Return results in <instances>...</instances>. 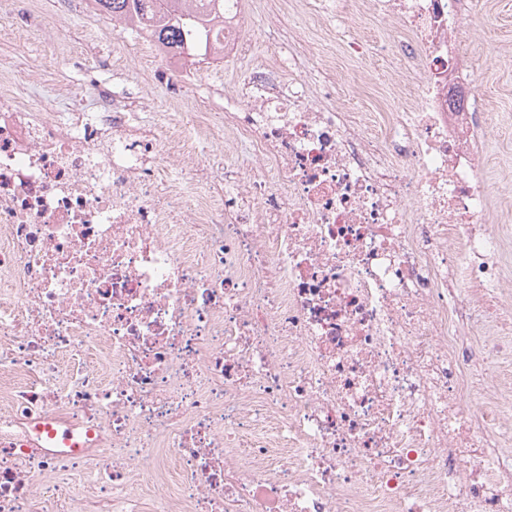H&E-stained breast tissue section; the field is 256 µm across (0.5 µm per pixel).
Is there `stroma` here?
Listing matches in <instances>:
<instances>
[{
    "label": "stroma",
    "mask_w": 512,
    "mask_h": 512,
    "mask_svg": "<svg viewBox=\"0 0 512 512\" xmlns=\"http://www.w3.org/2000/svg\"><path fill=\"white\" fill-rule=\"evenodd\" d=\"M38 2V29L0 27V62L11 69L20 91H37L47 112L65 111L73 93L85 106H92L95 87L101 83L139 98L151 112H194L202 101L209 111L220 112L225 91L241 86L252 69L291 44L301 52L303 75L315 84L323 71L319 50L334 44L340 97L355 112L386 111L388 93L382 78L399 74L392 56L381 50L383 44L403 40V33L394 27L365 16L347 20L351 34L367 48L365 57L355 60L336 46L335 34L302 24L307 0H243L245 14L255 21L248 32L249 52L222 61L194 62V76L174 104L171 84L155 79L135 52L114 63L103 61L100 50L111 47L121 35L107 16L96 11L92 0ZM462 40L468 49V68L494 126L486 160L492 186L489 221L508 229L498 262L504 278L502 299L512 304V0H473Z\"/></svg>",
    "instance_id": "35a3bbf8"
}]
</instances>
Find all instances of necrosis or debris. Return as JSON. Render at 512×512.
Masks as SVG:
<instances>
[{
	"mask_svg": "<svg viewBox=\"0 0 512 512\" xmlns=\"http://www.w3.org/2000/svg\"><path fill=\"white\" fill-rule=\"evenodd\" d=\"M471 5L310 0L404 33L377 130L293 48L218 117L43 112L0 65V512H512ZM228 134L249 167L204 163Z\"/></svg>",
	"mask_w": 512,
	"mask_h": 512,
	"instance_id": "obj_1",
	"label": "necrosis or debris"
}]
</instances>
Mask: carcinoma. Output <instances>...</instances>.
Here are the masks:
<instances>
[{
  "mask_svg": "<svg viewBox=\"0 0 512 512\" xmlns=\"http://www.w3.org/2000/svg\"><path fill=\"white\" fill-rule=\"evenodd\" d=\"M98 11L147 26L151 41L178 57H208L214 25L224 16V0H93Z\"/></svg>",
  "mask_w": 512,
  "mask_h": 512,
  "instance_id": "cac0c4a2",
  "label": "carcinoma"
}]
</instances>
